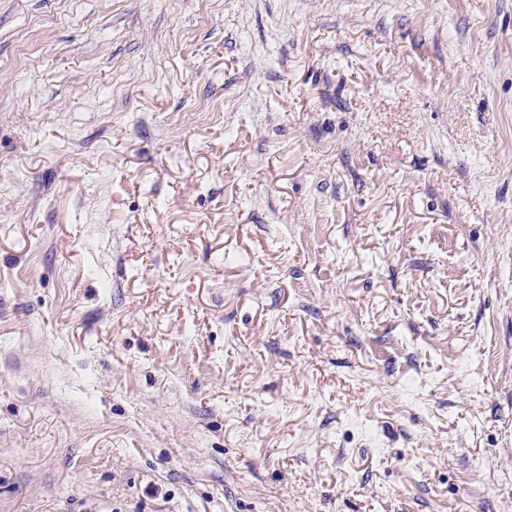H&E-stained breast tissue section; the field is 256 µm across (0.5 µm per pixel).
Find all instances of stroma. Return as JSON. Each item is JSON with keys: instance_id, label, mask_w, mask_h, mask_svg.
I'll return each mask as SVG.
<instances>
[{"instance_id": "35a3bbf8", "label": "stroma", "mask_w": 512, "mask_h": 512, "mask_svg": "<svg viewBox=\"0 0 512 512\" xmlns=\"http://www.w3.org/2000/svg\"><path fill=\"white\" fill-rule=\"evenodd\" d=\"M0 512H512V0H0Z\"/></svg>"}]
</instances>
